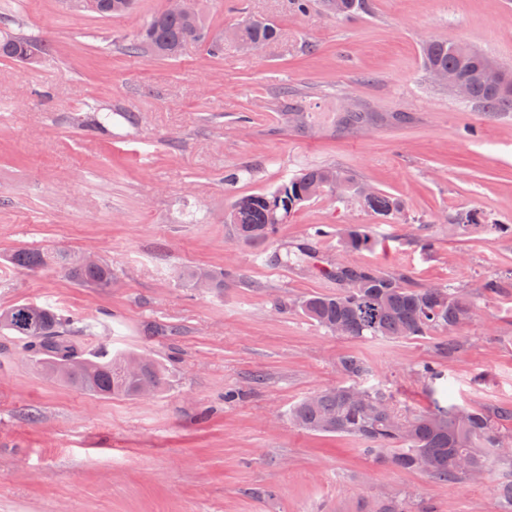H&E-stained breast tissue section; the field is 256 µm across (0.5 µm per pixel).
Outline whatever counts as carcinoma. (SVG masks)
<instances>
[{
	"label": "carcinoma",
	"instance_id": "1",
	"mask_svg": "<svg viewBox=\"0 0 512 512\" xmlns=\"http://www.w3.org/2000/svg\"><path fill=\"white\" fill-rule=\"evenodd\" d=\"M90 8L102 17L121 16L134 0H88ZM323 6L338 16H349L365 6V0H322ZM234 37L240 42L275 41V24L253 20L241 25ZM191 44L206 47L211 55L224 54V35L213 34L201 13L190 19L172 16L162 10L143 26L125 51L132 57L176 60ZM53 52V46L38 43L25 33L0 39V57L17 62L37 64ZM480 56L461 45L430 40L424 48V65L455 72L473 85L472 101L487 112H512V89L504 92L480 83L477 69ZM372 121L365 112H346L337 123L363 127ZM334 174L347 182L354 196L359 181L335 168L318 166L305 169L282 182L268 193L243 196L228 212V224L234 235L246 242L266 241L278 225L302 203L314 198L311 189L324 177ZM372 213L388 218L401 209V201L384 192H373L359 199ZM328 231L317 228L292 251L291 262L311 269L336 282L334 294H308L289 303H279V312L294 308L328 333L336 334V326L344 327L343 336L350 338L413 339L433 332L448 334V342L439 348L448 354L457 349L458 335L475 317L472 292L429 285L412 286L402 274L389 273L378 267L350 262H323L318 256L320 240ZM339 241L351 253L371 251L378 240L369 224H347L334 229ZM8 263L22 271L39 273L56 270L83 288H108L112 285V263L102 259L85 264L80 255L55 249H20L12 253ZM207 274L210 290L224 289V272L213 269L187 268L183 282L196 287L201 274ZM359 287H350V282ZM512 284V276L494 275L480 281L477 294L498 297ZM9 316L0 329L26 341L34 367L43 375L74 388L102 397H139L143 385L157 392L166 380L165 368L152 359L137 376L126 372L129 361L138 354L129 351L113 353L102 350L89 357L77 351L70 337L91 335L96 324L64 317L50 305L35 302L16 303L2 311ZM341 372L351 384H338L321 389L297 402L289 411L292 423L310 433L353 437L363 442L364 451L384 456L396 469L422 472L432 479L457 484L482 479L492 468L512 463V409H473L457 404L437 406L422 412H401L393 397L382 390L363 391L356 381L369 373V366L355 355L339 358ZM499 512H512V479L497 485ZM376 512H411L410 504L398 498L377 502Z\"/></svg>",
	"mask_w": 512,
	"mask_h": 512
}]
</instances>
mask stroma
<instances>
[{
    "mask_svg": "<svg viewBox=\"0 0 512 512\" xmlns=\"http://www.w3.org/2000/svg\"><path fill=\"white\" fill-rule=\"evenodd\" d=\"M165 6L137 0L109 18L64 0H0V35L55 48L35 65L0 58V309L50 304L97 322L73 337L78 351L146 352L169 372L147 398L93 396L39 374L25 342L0 332V512H365L391 496L414 512H498L501 470L443 484L357 439L301 430L288 412L344 383L346 354L370 368L359 388L385 390L403 410L512 408V291L477 298L450 357L432 335L338 337L276 312L336 284L257 255L287 253L318 225L369 224L379 244L356 262L413 285L472 289L511 271L512 112L488 114L434 84L422 49L464 43L512 67V0H365L342 18L292 0H200L212 30L262 18L280 37L218 58L193 44L172 62L118 47ZM351 104L380 123L337 126ZM294 108L304 122L289 119ZM107 111V133L90 130ZM313 165L399 198L400 213L326 195L268 241L233 236L224 215L237 198ZM24 247L107 259L112 285L10 268ZM189 266L223 269V291L187 287ZM425 364L446 396L419 380Z\"/></svg>",
    "mask_w": 512,
    "mask_h": 512,
    "instance_id": "35a3bbf8",
    "label": "stroma"
}]
</instances>
